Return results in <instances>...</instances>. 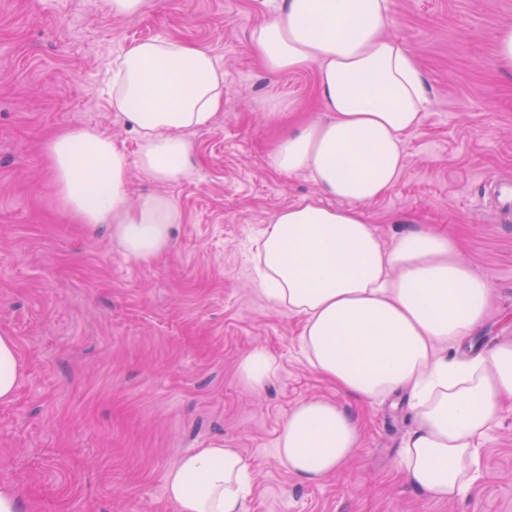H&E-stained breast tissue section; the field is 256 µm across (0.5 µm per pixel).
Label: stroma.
<instances>
[{
    "instance_id": "obj_1",
    "label": "stroma",
    "mask_w": 512,
    "mask_h": 512,
    "mask_svg": "<svg viewBox=\"0 0 512 512\" xmlns=\"http://www.w3.org/2000/svg\"><path fill=\"white\" fill-rule=\"evenodd\" d=\"M270 10L269 0H147L141 15L117 18L105 0H0V334L23 363L13 399L0 403V488L29 512H174L168 469L222 444L252 465L249 512H512V408L470 490L426 499L397 470L407 393L361 404L337 391L302 356L299 320L258 289L253 239L318 194L307 176L274 171L269 153L288 128L325 116L315 68L272 76L259 65L249 32ZM505 24L512 0H391L386 31L417 58L432 104L404 139L395 187L364 208L384 242L401 216L456 239L491 289L477 349L512 340V218L492 212L483 182L512 179V74L495 58ZM162 37L210 50L224 106L189 135L192 180L161 185L130 167L131 196L166 194L183 215L171 247L140 264L63 217L45 147L57 131L87 127L135 156L107 72L125 48ZM256 350L275 362L259 388L238 373ZM310 397L363 424L341 471L318 484L276 452L288 411Z\"/></svg>"
}]
</instances>
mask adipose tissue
<instances>
[{"label": "adipose tissue", "mask_w": 512, "mask_h": 512, "mask_svg": "<svg viewBox=\"0 0 512 512\" xmlns=\"http://www.w3.org/2000/svg\"><path fill=\"white\" fill-rule=\"evenodd\" d=\"M388 17L389 0H272L270 18L250 31L269 74L316 67L329 114L281 137L269 155L275 171L308 175L321 195L265 224L257 284L300 318L304 358L339 391L369 403L410 392L403 478L427 499L451 501L477 480L483 443L512 401V341L453 357L490 318L489 284L450 236L408 230L387 246L362 209L396 184L404 138L431 104L415 57L385 32ZM115 65L112 106L138 133L136 159L90 128L57 133L46 154L68 218L148 263L169 248L182 214L167 195L132 197L129 168L161 184L192 179L189 134L217 115L224 74L208 49L172 38L133 44ZM360 436L349 411L306 399L289 411L277 455L318 483L338 473ZM165 491L175 512H249L251 465L237 449L203 448L167 471Z\"/></svg>", "instance_id": "adipose-tissue-1"}]
</instances>
